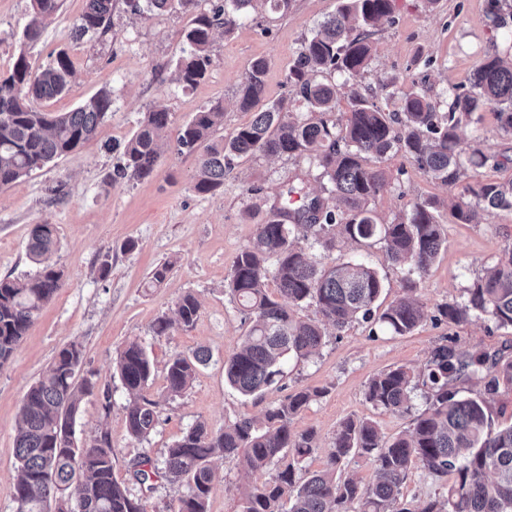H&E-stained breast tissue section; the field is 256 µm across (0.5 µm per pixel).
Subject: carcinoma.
Segmentation results:
<instances>
[{"instance_id":"carcinoma-1","label":"carcinoma","mask_w":512,"mask_h":512,"mask_svg":"<svg viewBox=\"0 0 512 512\" xmlns=\"http://www.w3.org/2000/svg\"><path fill=\"white\" fill-rule=\"evenodd\" d=\"M144 2L148 12L176 6L193 15L184 32L186 49L176 62L177 80L192 87L212 64L210 45L217 28L234 25L259 6L284 13L292 0H224L208 12L199 10L201 0ZM60 7V0H33L24 40H39ZM393 11L394 0H341L336 14L303 41L286 84L305 116L286 111L281 101L259 105L267 64L257 59L239 88L241 109L260 107L249 123L222 141L213 140L216 128L224 123V105L217 100L196 112L180 131L179 153L198 155L193 185L198 194L216 191L243 159L261 152L309 159L338 202L330 207L321 196L288 186L274 199L270 219L258 226L253 240L233 261L229 290L245 315L247 329L240 348L224 359V378L243 396L279 384L285 357L308 360L319 355L326 328L339 332L357 318L379 323L398 336L412 333L428 318L459 324L485 315L499 326L512 327V249L504 260L483 270L467 289L465 304L441 305L431 316L415 293L419 280L447 247L440 204L419 200L408 214L389 224L378 223L369 209L384 183L380 163L392 151L405 153L419 169L448 186L454 198L450 215L457 224L471 223L477 207L512 209V180L459 185L464 164L483 166L487 157L465 161L458 149L462 122L475 120L487 107L494 111L499 131L512 135V60L497 53L487 56L473 72L470 89L454 94L443 113L415 88L405 92L383 80L362 91L346 82L336 84L333 76L348 80L369 67V37ZM111 13L112 0H87L76 38L106 32ZM73 73L64 52L35 69L21 51L10 72L0 75L1 188L96 135L112 107L105 91L69 112L41 108V103L67 91ZM343 94L349 111L339 124L335 112ZM381 99L394 101L396 110L386 111L379 105ZM170 118L161 106L144 114L124 146L122 175L144 179L153 174L161 133ZM339 236L354 242L381 241L390 262L418 279L407 280L404 295L379 309L384 284L374 268L359 261L320 267L303 246L311 239L331 250ZM57 244L53 225H34L28 251L39 269L22 278H0V366L13 356L43 305L65 286L52 260ZM270 276L277 284L276 297L266 290ZM302 305L315 307L319 319L298 320L294 308ZM175 314L174 320L158 317L153 334L166 335L176 322L193 326L200 314L197 297L183 295ZM82 360L81 345L67 344L24 395L15 438L20 465L12 489L15 512H48L55 492L71 488L73 512H144L141 500L112 477L108 435L83 449L74 439L61 437L83 397L97 387L92 375L75 381ZM210 360L204 348L190 357L172 356L166 365L167 394L181 395L199 367ZM116 369L132 397L126 413L128 430L144 439L157 423L158 402L145 395L153 362L147 349L132 341L119 351ZM462 383L480 385L483 392L462 396L457 388ZM420 385L428 388V405L412 419L409 432L387 439L373 421L348 418L336 429L325 468L301 483L295 472L318 443L314 429L299 432L292 422L326 393L323 387L306 386L285 395L265 412L261 423L238 417L211 431L198 422L167 449L163 460L143 458L133 478L140 485L154 476L184 482L190 492L180 500L178 512H207L214 483L212 459L222 456L238 460L248 473L276 468L270 479L241 491L240 512H512V423L495 424L492 407L500 388H512V357L466 358L455 348L440 345L423 371L398 366L373 375L365 386V399L377 409L410 415L412 393ZM356 457L372 465L371 482L343 475ZM416 466L440 479L452 477L446 494L419 511L401 500V487Z\"/></svg>"}]
</instances>
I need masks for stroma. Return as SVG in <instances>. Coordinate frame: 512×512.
I'll return each instance as SVG.
<instances>
[{"mask_svg":"<svg viewBox=\"0 0 512 512\" xmlns=\"http://www.w3.org/2000/svg\"><path fill=\"white\" fill-rule=\"evenodd\" d=\"M339 0H292L288 12L237 21L230 30H217L211 45L212 64L196 86L183 88L175 62L183 48V33L191 17L178 10L140 15L130 0H113L109 30L101 36L75 39L74 27L87 0H62L59 16L38 42L23 44L31 0H0V73H8L19 51L33 67L47 65L58 52L73 64L69 91L46 105L50 112H67L101 90L112 93V107L94 138L78 150L31 175L0 189V278L35 272L27 243L33 225L50 224L58 239L53 259L63 270L66 285L41 309L12 358L0 366V512H15L12 487L19 471L15 429L23 396L70 342L83 348V371L94 372L97 388L86 396L75 418L78 444L108 434L112 445V475L141 498L146 512H177L189 488L156 478L151 490L141 489L133 470L143 457L163 459L167 449L191 425L210 429L247 415L262 419L285 392L304 386L326 387V394L298 414L294 430L315 429L319 446L301 464L299 479L326 465L330 442L340 422L366 417L382 435L393 437L410 426L409 416L372 407L365 384L373 374L405 365L424 369L433 350L451 342L464 356L512 349V327L498 326L488 317L460 324L425 320L412 333L398 336L385 329L369 331L360 321L329 335L311 360L287 359L284 390L262 397H245L224 380V360L240 344L246 326L228 290L237 253L253 239L283 185L304 180L317 193L321 183L315 168L288 156L254 154L224 179L216 192L200 195L193 189L197 158L176 151L182 126L195 112L215 100L224 103L221 139L248 122L250 113L238 106L240 80L248 65L268 63L265 101H284L301 112L286 84V73L302 41L329 15ZM512 30V10L493 14L489 0H395L393 18L371 36L372 62L356 78L359 85L377 79L395 80L406 91L425 81L428 94L445 106L457 91L469 88L474 70L486 55L507 54L504 34ZM162 105L171 114L165 145L154 173L145 179L120 177L117 166L125 143L134 135L145 112ZM463 157L512 155V136L497 129L492 110L480 123L459 131ZM384 186L371 201L378 221L388 223L410 212L421 199L449 200L447 186L419 170L402 153L389 154L382 164ZM447 247L441 251L417 290L428 312L437 306L464 303L469 288L484 268L497 264L512 245V210L479 209L470 224L447 223ZM322 266L358 260L383 277L384 301L402 295L407 268L391 265L382 244L367 245L340 238L334 249L311 250ZM109 262L100 275L101 262ZM170 263L158 285L150 273ZM194 293L200 316L193 327L173 326L157 336L152 324L173 315L185 293ZM141 342L154 362L146 390L157 400L158 422L147 439L132 437L127 428L129 396L115 368L117 353L130 341ZM208 349L210 362L200 367L192 385L178 397L165 393V365L176 353L189 356ZM215 482L208 512H240V492L246 480L261 482L269 471L245 478L236 460L212 462Z\"/></svg>","mask_w":512,"mask_h":512,"instance_id":"stroma-1","label":"stroma"}]
</instances>
